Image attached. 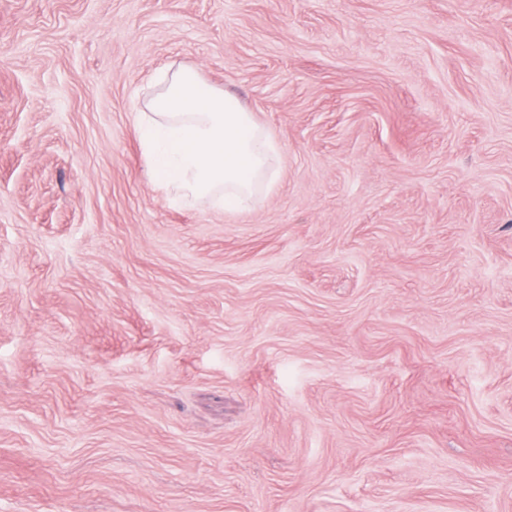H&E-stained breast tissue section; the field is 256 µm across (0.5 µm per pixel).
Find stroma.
<instances>
[{
    "mask_svg": "<svg viewBox=\"0 0 512 512\" xmlns=\"http://www.w3.org/2000/svg\"><path fill=\"white\" fill-rule=\"evenodd\" d=\"M182 69L248 211L148 175ZM0 512H512V0H0Z\"/></svg>",
    "mask_w": 512,
    "mask_h": 512,
    "instance_id": "1",
    "label": "stroma"
}]
</instances>
